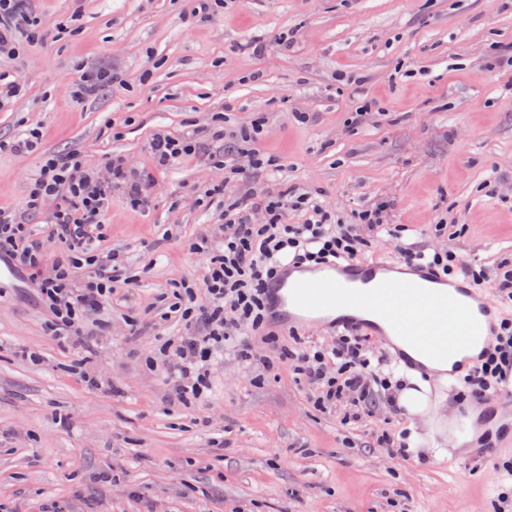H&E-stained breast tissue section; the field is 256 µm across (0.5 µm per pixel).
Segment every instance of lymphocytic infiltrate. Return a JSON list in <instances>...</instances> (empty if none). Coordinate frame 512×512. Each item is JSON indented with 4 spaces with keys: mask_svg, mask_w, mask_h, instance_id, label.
<instances>
[{
    "mask_svg": "<svg viewBox=\"0 0 512 512\" xmlns=\"http://www.w3.org/2000/svg\"><path fill=\"white\" fill-rule=\"evenodd\" d=\"M27 0H0V55H12L26 35L30 18ZM198 150L196 133L180 138L166 135L152 140L156 167L164 169L193 156ZM121 185L131 205H145L149 178L130 175L121 161L109 166L107 179L92 180L83 173L80 155L48 156L31 185L26 212L52 204L49 235L59 243L52 257H45L23 215L0 211V255L14 267L36 271V290L52 315L55 336L75 339L83 334L88 315L108 305L112 285L122 266L119 252L101 253L97 247L104 220L112 206V188ZM391 208L383 201L354 213L352 222L327 210L320 201L292 190L270 193L256 202L242 200L224 211L222 241L210 251L202 289L186 283L170 311L185 323L188 333L167 345L164 364L167 377L179 396L201 397L208 388L207 368L225 347L240 344L244 362H252L246 333L264 329L268 318L267 284L283 265L318 267L356 259L373 239H396L404 262L432 267L446 277L464 272L473 282L495 279L500 298L512 303V265L496 270L460 266L453 251L419 250L400 240L396 225L387 220ZM303 211L307 219L292 224L287 215ZM86 277H79V270ZM206 303H198V293ZM380 362L370 338L354 331L338 334L331 348L307 352L300 348L271 345L262 361L267 369L285 363L317 387L318 403L353 400L371 411L377 398L392 400L398 381L377 374ZM512 379V319H501L494 346L464 378L466 392L482 395Z\"/></svg>",
    "mask_w": 512,
    "mask_h": 512,
    "instance_id": "f902f5d3",
    "label": "lymphocytic infiltrate"
}]
</instances>
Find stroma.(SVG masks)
<instances>
[{
  "instance_id": "35a3bbf8",
  "label": "stroma",
  "mask_w": 512,
  "mask_h": 512,
  "mask_svg": "<svg viewBox=\"0 0 512 512\" xmlns=\"http://www.w3.org/2000/svg\"><path fill=\"white\" fill-rule=\"evenodd\" d=\"M32 0L39 34L0 58L22 93L0 107V209L22 211L43 154H81L102 179L111 160L151 174L150 206L112 188L102 250L125 277L88 322L86 344L50 333L29 273L0 283V512H497L512 463V398L457 401L445 385L449 437L471 409L483 426L468 453L434 458L426 419L349 401L320 406L286 365L268 373L226 348L202 401L167 384L162 346L182 335L168 316L175 283H201L222 238L227 198L282 184L322 195L343 218L381 199L389 221L464 263H512V44L507 0ZM293 35L291 44L280 39ZM261 40L263 55L241 52ZM121 83L75 99L81 68ZM260 80H249L252 70ZM372 109L358 124L361 101ZM263 117L256 147L276 176L238 164L209 130ZM40 128L38 152L7 150ZM202 131L197 157L155 169L159 134ZM444 221L443 237L432 234ZM140 319L137 335L126 320ZM40 355V363L29 353ZM87 354V386L70 369ZM414 435L420 452L391 458L377 438Z\"/></svg>"
}]
</instances>
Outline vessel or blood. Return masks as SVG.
<instances>
[{
    "instance_id": "vessel-or-blood-1",
    "label": "vessel or blood",
    "mask_w": 512,
    "mask_h": 512,
    "mask_svg": "<svg viewBox=\"0 0 512 512\" xmlns=\"http://www.w3.org/2000/svg\"><path fill=\"white\" fill-rule=\"evenodd\" d=\"M274 317L299 316L349 329L371 325L378 336H398L412 350L448 354L469 339H491V298L476 299L464 281L444 282L425 266L343 262L310 276L284 265L267 290Z\"/></svg>"
}]
</instances>
